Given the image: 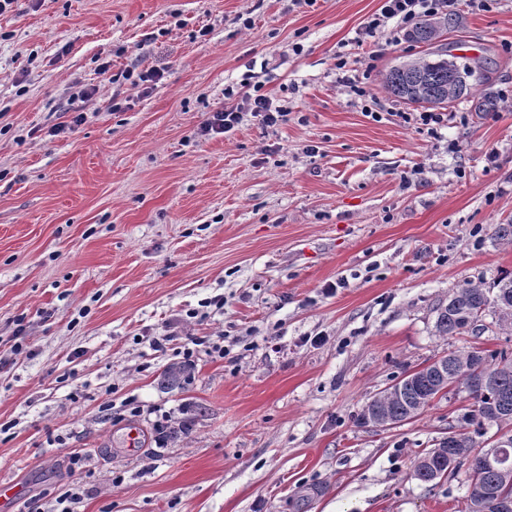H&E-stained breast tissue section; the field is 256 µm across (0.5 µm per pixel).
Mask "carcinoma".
<instances>
[{"label": "carcinoma", "instance_id": "obj_1", "mask_svg": "<svg viewBox=\"0 0 512 512\" xmlns=\"http://www.w3.org/2000/svg\"><path fill=\"white\" fill-rule=\"evenodd\" d=\"M441 32L440 22L425 20L413 31V40L431 43ZM471 69L460 67L454 60L446 58L422 61L394 67L386 75L388 91L405 104L439 106L455 101L470 91L468 78ZM507 302L512 308V275L500 277L489 288L467 285L448 295V304L438 309L436 330L442 336H457L487 329L482 318L497 302ZM441 364L448 374V384L464 381L466 390L473 399L471 409L461 417L463 425L455 433L448 447L450 457L440 454L443 445L425 453L424 458L436 462L443 473L467 467L468 512H493L494 497L504 491L512 493V470L503 472L489 468L483 455L474 453L476 437L487 433L489 424L497 429L512 427V353L506 350L490 351L479 347L450 351ZM485 366L495 372L493 383L475 385L472 380L479 375L469 367ZM439 371L436 362L411 372L399 383V396L380 400L371 398L360 414L364 424L371 423L372 407L380 408L382 415L396 424L419 416L438 397Z\"/></svg>", "mask_w": 512, "mask_h": 512}]
</instances>
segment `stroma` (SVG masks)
<instances>
[{"label": "stroma", "mask_w": 512, "mask_h": 512, "mask_svg": "<svg viewBox=\"0 0 512 512\" xmlns=\"http://www.w3.org/2000/svg\"><path fill=\"white\" fill-rule=\"evenodd\" d=\"M380 5L0 14V481L22 485L8 512H55L75 486L78 512H464L466 469L426 483L414 466L467 392L392 427L359 418L449 350L512 352L499 330L435 328L454 290L512 273L495 233L512 224V0L463 2L437 40L490 80L434 135L373 120L336 80L337 55L360 70L374 53L389 105L386 73L427 56L389 28L355 43ZM151 68L149 89L122 77ZM250 76L287 122L198 137ZM189 335V377L165 387Z\"/></svg>", "instance_id": "stroma-1"}]
</instances>
